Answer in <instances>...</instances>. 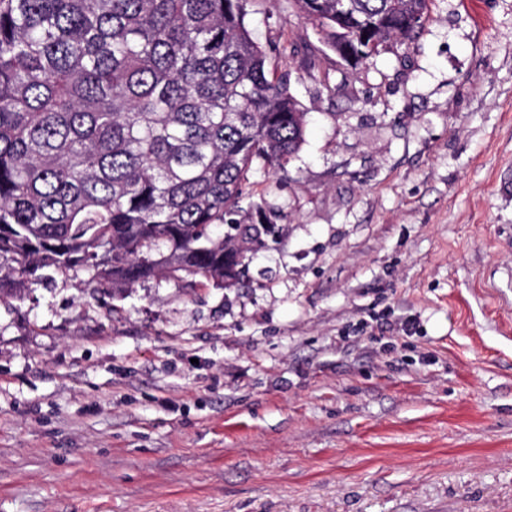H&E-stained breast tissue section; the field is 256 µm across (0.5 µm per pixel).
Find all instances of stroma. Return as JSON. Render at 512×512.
Segmentation results:
<instances>
[{"instance_id": "obj_1", "label": "stroma", "mask_w": 512, "mask_h": 512, "mask_svg": "<svg viewBox=\"0 0 512 512\" xmlns=\"http://www.w3.org/2000/svg\"><path fill=\"white\" fill-rule=\"evenodd\" d=\"M247 10L307 113L249 175L280 237L231 288L0 302V512H512V0L356 65Z\"/></svg>"}]
</instances>
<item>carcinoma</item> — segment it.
<instances>
[{
	"mask_svg": "<svg viewBox=\"0 0 512 512\" xmlns=\"http://www.w3.org/2000/svg\"><path fill=\"white\" fill-rule=\"evenodd\" d=\"M336 50L413 39L431 0H290ZM247 0H0V301L83 270L239 284L256 252L240 206L307 113L245 23Z\"/></svg>",
	"mask_w": 512,
	"mask_h": 512,
	"instance_id": "carcinoma-1",
	"label": "carcinoma"
}]
</instances>
